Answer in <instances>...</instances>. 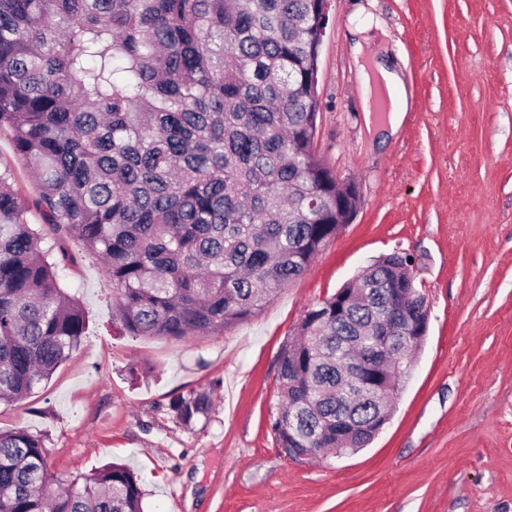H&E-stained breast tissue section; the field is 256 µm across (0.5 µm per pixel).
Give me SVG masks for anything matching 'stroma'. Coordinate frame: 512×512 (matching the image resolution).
Listing matches in <instances>:
<instances>
[{"mask_svg":"<svg viewBox=\"0 0 512 512\" xmlns=\"http://www.w3.org/2000/svg\"><path fill=\"white\" fill-rule=\"evenodd\" d=\"M378 17L367 51L405 84L396 134L364 110L351 52L358 11ZM314 148L361 204L248 321L214 336H122L101 261L75 242L59 277L85 308L79 346L0 429L42 438L59 477L117 461L145 512H512V0H330L318 56ZM28 223L40 185L0 129ZM412 258L429 331L382 431L324 461L288 457L268 425L282 345L306 310L374 259ZM208 391L191 424L170 407Z\"/></svg>","mask_w":512,"mask_h":512,"instance_id":"stroma-1","label":"stroma"}]
</instances>
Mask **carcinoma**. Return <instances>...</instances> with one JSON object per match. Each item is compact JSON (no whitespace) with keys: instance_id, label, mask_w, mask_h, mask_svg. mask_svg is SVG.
Masks as SVG:
<instances>
[{"instance_id":"1","label":"carcinoma","mask_w":512,"mask_h":512,"mask_svg":"<svg viewBox=\"0 0 512 512\" xmlns=\"http://www.w3.org/2000/svg\"><path fill=\"white\" fill-rule=\"evenodd\" d=\"M318 0H0V127L41 186L46 247L0 167V401L29 397L81 341L58 276L72 240L97 255L130 336H210L250 319L355 215L316 153ZM409 258L381 256L309 308L285 343L269 426L288 455L365 447L384 413L340 391L336 362L399 313L423 344ZM345 304L336 316V304ZM211 408L179 395L184 424ZM349 435L337 442L336 419ZM0 512H144L112 462L49 473L40 437L0 430Z\"/></svg>"}]
</instances>
